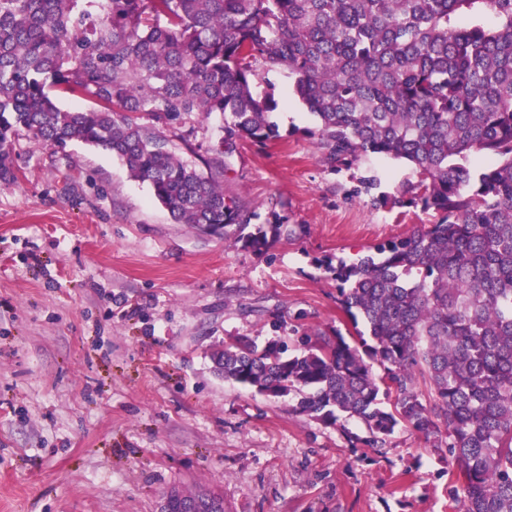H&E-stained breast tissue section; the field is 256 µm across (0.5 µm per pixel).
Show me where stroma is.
<instances>
[{
    "label": "stroma",
    "instance_id": "stroma-1",
    "mask_svg": "<svg viewBox=\"0 0 512 512\" xmlns=\"http://www.w3.org/2000/svg\"><path fill=\"white\" fill-rule=\"evenodd\" d=\"M292 85L262 77L280 137L239 142L224 174L253 227L281 225L260 252L174 223L108 150L18 141L22 175L0 181V512H157L173 487L218 492L224 512H452L448 453L411 428L371 448L357 419L214 370L232 337L295 355L304 334L348 333L326 262L440 219L374 205L415 180L405 161L327 168Z\"/></svg>",
    "mask_w": 512,
    "mask_h": 512
}]
</instances>
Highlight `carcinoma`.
I'll list each match as a JSON object with an SVG mask.
<instances>
[{
	"label": "carcinoma",
	"mask_w": 512,
	"mask_h": 512,
	"mask_svg": "<svg viewBox=\"0 0 512 512\" xmlns=\"http://www.w3.org/2000/svg\"><path fill=\"white\" fill-rule=\"evenodd\" d=\"M477 12L497 26L458 24ZM280 70L318 118L324 165L405 160L417 181L377 203L442 219L331 268L368 335L317 332L294 356L235 337L216 371L302 392L299 411L326 424L355 418L372 448L408 426L447 448L457 512H512V0H0V180L18 179L22 137L102 147L176 223L244 226L256 214L165 131L189 147L194 119L222 114L207 165L224 169L238 142L279 138L278 102L253 87ZM473 153L496 164L473 174Z\"/></svg>",
	"instance_id": "carcinoma-1"
}]
</instances>
